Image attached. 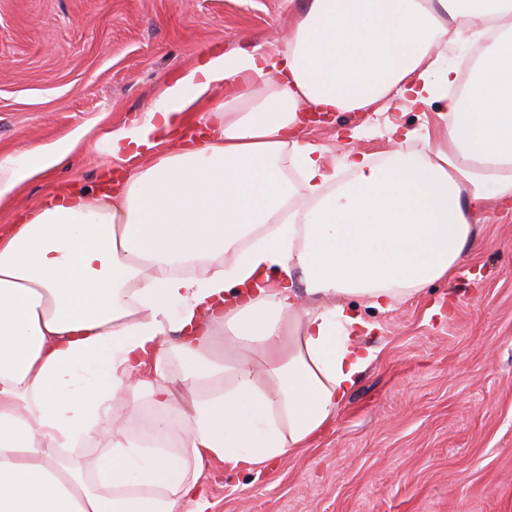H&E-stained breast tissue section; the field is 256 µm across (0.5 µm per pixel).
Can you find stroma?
<instances>
[{"label": "stroma", "mask_w": 512, "mask_h": 512, "mask_svg": "<svg viewBox=\"0 0 512 512\" xmlns=\"http://www.w3.org/2000/svg\"><path fill=\"white\" fill-rule=\"evenodd\" d=\"M306 0H0V156L77 139L69 166L23 186L21 212L54 184L94 188L103 135L141 119L208 47L275 45ZM397 101L307 125L337 179L348 152L385 159L390 131L435 127ZM371 323L372 361L334 420L256 471L206 461L199 512H512V203L487 205L452 279Z\"/></svg>", "instance_id": "stroma-1"}]
</instances>
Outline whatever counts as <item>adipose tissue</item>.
I'll return each instance as SVG.
<instances>
[{
  "instance_id": "ef3b65f1",
  "label": "adipose tissue",
  "mask_w": 512,
  "mask_h": 512,
  "mask_svg": "<svg viewBox=\"0 0 512 512\" xmlns=\"http://www.w3.org/2000/svg\"><path fill=\"white\" fill-rule=\"evenodd\" d=\"M468 40L475 62L444 65ZM396 99L441 103L439 135L348 154L335 184L311 113ZM105 140L116 192L0 221V512H181L205 461L261 467L329 424L372 359L344 298L448 278L477 211L512 200V0H308L278 46L206 50ZM71 149L0 157V202ZM144 396L155 448L127 433Z\"/></svg>"
}]
</instances>
